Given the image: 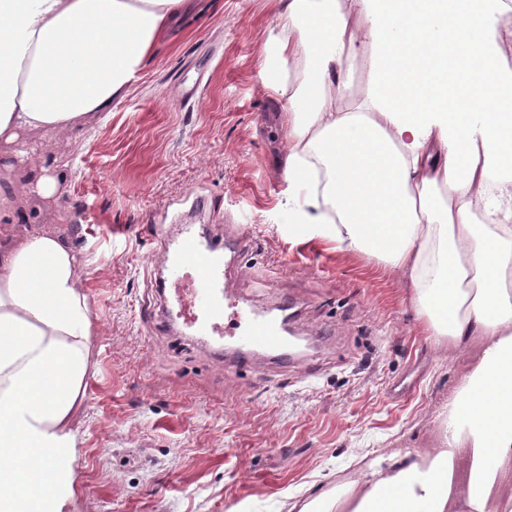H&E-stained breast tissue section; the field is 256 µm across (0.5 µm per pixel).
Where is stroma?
I'll use <instances>...</instances> for the list:
<instances>
[{"instance_id":"obj_1","label":"stroma","mask_w":512,"mask_h":512,"mask_svg":"<svg viewBox=\"0 0 512 512\" xmlns=\"http://www.w3.org/2000/svg\"><path fill=\"white\" fill-rule=\"evenodd\" d=\"M276 13L195 0L112 111L46 140L58 187L32 220L75 252L96 327L66 512H293L429 448L465 371L381 261L289 238L284 109L260 77ZM185 224L252 240L229 285L259 311L290 303L296 366L235 362L174 323L158 256Z\"/></svg>"}]
</instances>
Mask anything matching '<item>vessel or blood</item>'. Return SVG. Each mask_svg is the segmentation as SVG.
Instances as JSON below:
<instances>
[{"instance_id":"obj_1","label":"vessel or blood","mask_w":512,"mask_h":512,"mask_svg":"<svg viewBox=\"0 0 512 512\" xmlns=\"http://www.w3.org/2000/svg\"><path fill=\"white\" fill-rule=\"evenodd\" d=\"M167 276L160 292L175 299L176 321L200 337H232L237 358L287 357L288 338L282 318L259 314L235 304L227 286L228 266L216 243L183 231L167 248Z\"/></svg>"}]
</instances>
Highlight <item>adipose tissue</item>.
Segmentation results:
<instances>
[{
    "label": "adipose tissue",
    "instance_id": "1",
    "mask_svg": "<svg viewBox=\"0 0 512 512\" xmlns=\"http://www.w3.org/2000/svg\"><path fill=\"white\" fill-rule=\"evenodd\" d=\"M260 74L287 109L289 232L381 260L468 357L432 448L392 452L327 512H512V70L505 0H278ZM187 0H0V512H63L95 332L76 255L16 214L56 184L49 134L110 111ZM366 17L359 34L353 14ZM372 81L338 109L339 67ZM487 99L488 109L471 102ZM482 209L486 223L473 220Z\"/></svg>",
    "mask_w": 512,
    "mask_h": 512
}]
</instances>
